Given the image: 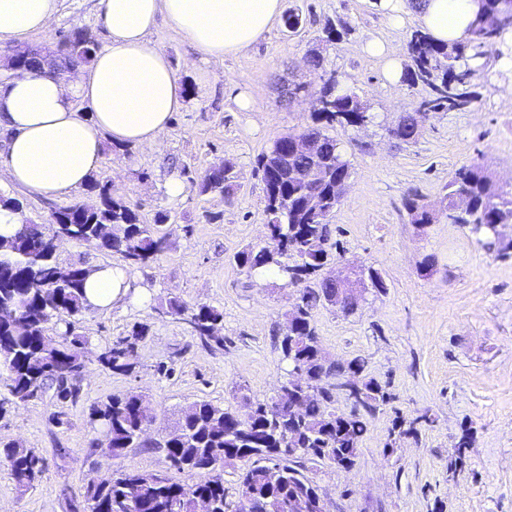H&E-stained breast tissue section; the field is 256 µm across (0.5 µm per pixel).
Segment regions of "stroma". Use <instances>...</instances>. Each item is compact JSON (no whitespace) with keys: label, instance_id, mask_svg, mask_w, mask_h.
I'll return each instance as SVG.
<instances>
[{"label":"stroma","instance_id":"35a3bbf8","mask_svg":"<svg viewBox=\"0 0 512 512\" xmlns=\"http://www.w3.org/2000/svg\"><path fill=\"white\" fill-rule=\"evenodd\" d=\"M374 2L285 0L302 17L297 30L276 20L252 49L221 63L205 62L167 24L153 31L151 42L191 89L188 106L174 113L153 148L105 144L93 177L110 182L141 222L157 225L168 247L132 271L136 284L146 286V298L92 310L77 321L76 333L90 339L80 401L62 405L47 393L0 419V438L20 441L44 461L40 479L24 492L0 466V512H75L89 480L128 466L172 473L159 447L129 448L116 458L92 447L88 415L94 402L147 395L154 405L150 432L159 440L192 402L207 399L244 415L250 402L276 395L289 370L278 334L296 290L279 278L248 275L235 256L269 242L256 159L274 140L310 123L313 97L290 100L284 89L316 84L305 63L313 49L374 115L366 126L335 131L352 168L329 219L341 257L326 272L342 277L370 266L386 283L384 293H368L353 315L318 308L314 324L331 359L365 357L370 375L388 384L394 399L372 418L351 469L318 464L307 475L328 512H512V258L482 249L468 226L444 217L418 230L404 205L415 189L438 206L454 171L472 161L512 184V95L505 93L512 67L497 57L484 59L470 78L471 106L430 114L415 142H400L389 127L415 111L426 91L389 83L382 60L364 46L384 42L409 65L406 45L419 25L409 15L393 26ZM58 5L50 33L28 36L27 44L56 46L77 26L104 44L97 0ZM337 18L352 32L325 42L323 28ZM242 94L250 110L240 109ZM227 160L234 164L230 197L188 186L179 198L165 194L170 175L188 182ZM428 256L435 265L424 275L420 264ZM171 296L223 312V345L202 343L179 317L159 316L156 306ZM142 324L149 332L138 345L133 373L97 362L98 350ZM60 410L68 420L61 427L51 420ZM398 416L417 420L419 434L392 448L389 433ZM467 424L473 441L460 464L455 444Z\"/></svg>","mask_w":512,"mask_h":512}]
</instances>
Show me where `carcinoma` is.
<instances>
[{
  "label": "carcinoma",
  "instance_id": "carcinoma-1",
  "mask_svg": "<svg viewBox=\"0 0 512 512\" xmlns=\"http://www.w3.org/2000/svg\"><path fill=\"white\" fill-rule=\"evenodd\" d=\"M512 34V0H481L466 44L449 47L437 44L420 30L412 33L407 51L411 65L404 80L429 89L419 109L460 110L471 99L466 83L471 67L464 64L467 53L478 58L491 51L504 55L507 36ZM60 52L47 47L17 46L12 61L25 68L63 56L71 63L77 56L90 63L97 43L86 28L75 27L63 35ZM309 69L322 80L319 90L329 96V107L312 114V121L300 135L317 146L323 176L312 185L303 180L308 158L298 151L287 133L277 138L258 157V171L265 185V208L270 216L268 230L274 246L253 248L237 255L238 265L248 274L278 271L286 285L298 292L292 308L294 321L280 340L281 351L292 370L276 396L253 403L244 417L207 400L182 410L164 442L147 433L141 413L142 396H113L90 406L91 425H100L109 439L112 455L127 448H166L171 466L179 473H198L215 459L238 472L239 500H226L224 484L211 481L188 483L168 475L148 474L127 467L110 484L88 482L83 512H195L199 498L208 499L213 512H296V495L313 485L307 464L337 467L355 464L360 444L381 407L394 399L387 385L370 376L367 360L357 355L345 362L330 361L319 343L313 311L331 306L340 286L320 276L334 258L338 244L330 242L328 219L341 198L336 185L351 176V164L330 131L358 127L372 121V113L356 92L344 87L335 75H326L325 58L314 49L308 54ZM415 113L403 118L397 139L407 142L418 137ZM234 164L226 160L200 176L202 193H223L232 188ZM98 205L86 210L79 204L55 208L46 224L32 220L21 225L8 239L0 238V308L13 311L14 318L0 320V413L40 399L49 390L61 404L79 401L85 372L83 351L89 339L74 333V320L87 311L84 284L91 267L62 265L51 240L55 236L84 243L101 251L117 253L134 267L161 254L165 236L140 221L128 202L112 195L106 182L93 181ZM317 190L320 210L305 207V198ZM441 203L454 224L472 226L478 243L488 251L497 250L495 229L512 223V185L496 182L478 162L464 164L445 186ZM405 206L412 222L423 230L435 223L436 210L410 192ZM155 312L177 316L194 336L208 344L224 343L213 333L223 314L213 306H186L169 297ZM66 330L56 340L50 332L60 322ZM148 327L139 326L100 350L99 363L119 374L136 368L137 343ZM351 402L349 413L333 409L336 395ZM418 421L396 419L393 440L417 436ZM6 465L21 490L38 481L43 466L32 448L17 441H0V465Z\"/></svg>",
  "mask_w": 512,
  "mask_h": 512
}]
</instances>
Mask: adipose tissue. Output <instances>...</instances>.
Listing matches in <instances>:
<instances>
[{"label": "adipose tissue", "mask_w": 512, "mask_h": 512, "mask_svg": "<svg viewBox=\"0 0 512 512\" xmlns=\"http://www.w3.org/2000/svg\"><path fill=\"white\" fill-rule=\"evenodd\" d=\"M394 23L414 15L440 44L466 42L479 0H378ZM108 32L91 64L62 80L42 67L0 83V179L48 198L84 187L104 143L155 146L187 94L165 52L149 36L166 21L218 63L251 48L283 12V0H99ZM57 0H0V47L47 32ZM86 111H79V104ZM132 284L125 266L95 267L85 282L89 308L123 301Z\"/></svg>", "instance_id": "1"}]
</instances>
